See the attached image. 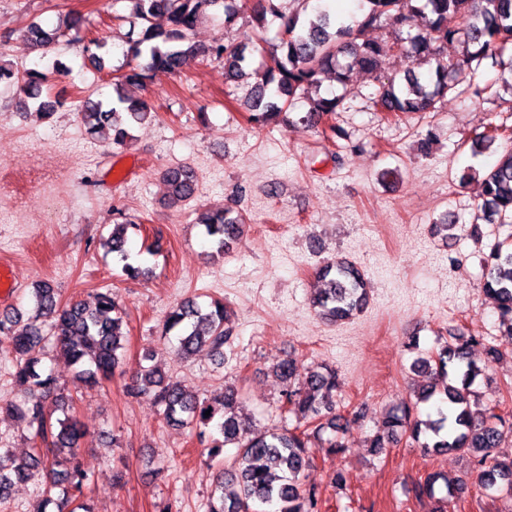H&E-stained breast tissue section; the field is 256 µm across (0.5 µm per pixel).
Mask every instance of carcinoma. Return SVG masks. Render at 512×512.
I'll use <instances>...</instances> for the list:
<instances>
[{"mask_svg": "<svg viewBox=\"0 0 512 512\" xmlns=\"http://www.w3.org/2000/svg\"><path fill=\"white\" fill-rule=\"evenodd\" d=\"M126 2L141 26L138 37L127 41V53L135 58L148 56L147 65L115 77L113 98L94 99L88 94L71 102L86 134L110 131L116 145L132 139L135 126L154 113L148 100L129 97L125 86L143 83L150 70L177 73L198 57L224 61L226 77L236 81L247 74L253 55L259 54L262 61L252 70L255 81L245 101L250 123L288 124L296 103L303 100L308 110L300 121L314 126L337 112L342 103L337 95L320 93L328 74L344 85L356 68L382 71L392 53L417 65L426 64V77L412 69L399 81L383 77L377 97L384 112H427L436 98L448 91L450 77L472 68L475 62L501 61L512 47V0H361L360 17L347 25L333 21L322 9L286 13L278 0ZM209 9L223 15L227 24L240 15H250V41L216 40L209 46L194 43L191 32ZM270 18L279 21L274 41L265 37ZM384 27L396 33L392 42L367 37L368 31ZM84 29L85 18L70 13L52 27L31 22L21 34L33 49L46 53L63 41H84ZM454 41L462 46L461 56L446 61L442 49ZM3 80L16 85L15 107L20 112L33 107L48 117L61 104L60 99L43 94L47 77L39 70L19 72L0 61ZM165 180L168 203L175 206L192 195L196 173L188 166L173 167L165 173ZM480 207L489 223L512 224V149L484 173ZM197 223L216 253L222 254L243 239L247 220L240 211L219 205L200 213ZM129 228V224H114L103 241L123 274L138 280L150 270L129 262ZM317 282L321 286L315 289L311 305L328 323L351 320L367 306L365 275L351 262H325L317 269ZM481 288L496 309L499 329L512 335V249L499 245L485 256ZM32 295L34 308L28 318L19 312L0 315V344H7L12 355L11 376L24 389L21 400H0V421L7 418L27 423L35 444L24 460L0 451V500L10 496L15 484L41 471L45 480L36 512H45L50 504L62 512L65 504L80 499L90 477L77 455L85 429L67 414L72 397L45 368L46 348L53 345L58 349L76 383L97 386L115 375L119 366L126 312L107 289L97 292L91 302L64 303L55 285L42 281L34 286ZM170 334L176 336V351L183 358L206 348L222 360L233 338L222 301L201 303L190 297L166 315L161 335ZM477 343L474 336H454L416 358L412 370L429 376V384L414 392L413 403L386 413L369 447L386 448L406 435L435 453L463 451L472 457L482 488L511 490L512 455L503 458L496 453L506 421L482 406L473 390L482 375L470 357L471 347ZM276 373L288 383L283 394L288 413L306 429L251 433L240 414L237 389L226 387L220 394L201 399L152 365L141 367L125 385L128 395L152 399L166 424L192 428L200 440H208L205 462L217 471L206 512H269L271 507L275 512H318L317 491L303 484L300 476L311 465V449H343L344 426L334 413L342 382L335 369L305 367L295 358L282 360ZM422 404L433 405L435 413L420 416ZM57 411L64 413V418L54 417ZM230 446L236 451L226 457L224 449Z\"/></svg>", "mask_w": 512, "mask_h": 512, "instance_id": "obj_1", "label": "carcinoma"}]
</instances>
